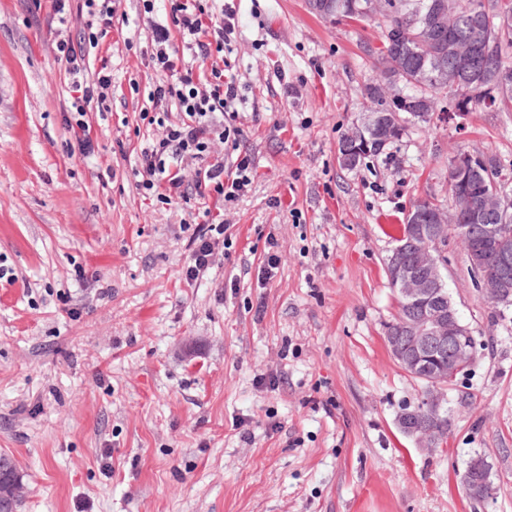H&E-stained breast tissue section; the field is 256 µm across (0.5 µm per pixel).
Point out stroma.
<instances>
[{"mask_svg": "<svg viewBox=\"0 0 512 512\" xmlns=\"http://www.w3.org/2000/svg\"><path fill=\"white\" fill-rule=\"evenodd\" d=\"M226 3L238 23L224 73L240 98L224 122L239 134L212 155L248 156L253 177L189 281L201 204L137 191V153L159 135L139 113L163 7L117 0L87 59L112 90L88 114L83 155L54 57L60 35L85 29L81 0L63 25L46 0H0V453L28 486L21 512H512V306L482 299L461 239L443 253L477 357L448 389L447 446L398 431L424 386L384 341L398 224L418 199L447 202L456 152L512 170V110L438 97L429 122L346 170L338 143L367 111L378 20ZM477 456L496 489L481 504L460 485Z\"/></svg>", "mask_w": 512, "mask_h": 512, "instance_id": "obj_1", "label": "stroma"}]
</instances>
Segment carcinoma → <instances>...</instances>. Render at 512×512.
<instances>
[{
  "mask_svg": "<svg viewBox=\"0 0 512 512\" xmlns=\"http://www.w3.org/2000/svg\"><path fill=\"white\" fill-rule=\"evenodd\" d=\"M433 2L435 0H381L379 8L375 9L370 7L372 0H307L309 5L317 4L314 13L321 17L364 20L378 14L384 19L382 47L375 51L379 78L368 83L363 92L370 102V111L387 108L382 97L384 85L391 86L408 100V105L399 110L401 117L409 112H432L434 93L443 89L460 111L481 103L512 109V87L504 89L496 72L487 67L493 58L512 67V31L505 34L500 30L501 18L512 19V0H456V20L450 34L466 37L475 44L476 65L471 71L481 77L478 84L466 91L419 79L421 62L413 56V47L426 51L444 65L451 64V59L440 56L438 47L429 42L425 18ZM387 148L388 145L370 139L359 148L357 161L377 156ZM481 171L482 185L489 189L503 186L504 168L494 157H485ZM448 195L456 212L480 205L479 194L473 193L465 199L451 184Z\"/></svg>",
  "mask_w": 512,
  "mask_h": 512,
  "instance_id": "1",
  "label": "carcinoma"
}]
</instances>
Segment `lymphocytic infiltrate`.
<instances>
[{
	"instance_id": "lymphocytic-infiltrate-1",
	"label": "lymphocytic infiltrate",
	"mask_w": 512,
	"mask_h": 512,
	"mask_svg": "<svg viewBox=\"0 0 512 512\" xmlns=\"http://www.w3.org/2000/svg\"><path fill=\"white\" fill-rule=\"evenodd\" d=\"M170 25L154 24L151 38V60L158 74L149 93L157 107L176 106L181 116L168 117L142 113L149 125L157 126L160 135L152 147L140 156L142 179L138 184L144 195L164 200L185 198L183 164L209 155L215 143L234 136V129L217 121V112L225 103L238 98L234 80L225 78L219 60L224 56V43L233 34L237 21L232 10L213 13L199 0H164ZM56 59L71 78L73 112L67 129L80 151L92 146L91 127L86 120L92 101H105L112 78L97 74L84 78L87 57L84 41L60 39ZM252 167L249 158L237 159L235 175L225 179L223 162H215L195 172L194 189L199 198L232 200L250 183ZM224 231V211L216 209L207 224L201 226L191 240L190 262L185 276L198 278L211 265L217 234Z\"/></svg>"
}]
</instances>
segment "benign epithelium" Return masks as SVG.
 Masks as SVG:
<instances>
[{"mask_svg":"<svg viewBox=\"0 0 512 512\" xmlns=\"http://www.w3.org/2000/svg\"><path fill=\"white\" fill-rule=\"evenodd\" d=\"M448 55L454 66L439 74L447 76L448 85L459 87L468 71L470 49L461 41H451ZM389 118L384 112L367 113L350 136L362 139L372 133L385 139L393 131ZM483 165L484 157L479 153L457 154L448 161V175L454 184L470 192L480 187L473 175ZM511 214L512 194L499 187L486 194L481 209L467 213L462 224L454 216H432L413 208L407 214V223L423 244L409 264L387 258L389 283L409 307L399 332L385 336L387 349L395 362L428 382L421 408L406 410L397 417L399 430L419 448L437 447L436 429L425 410H444L448 404V379L475 362L473 329L462 323L455 302L447 294L441 247L448 244L450 234L465 240L469 271L480 295L492 305H508L512 303V234L490 220ZM468 475L469 498L484 501L493 494L489 465L483 459L470 463ZM25 491L23 477L13 474L9 456L0 453V512H15L14 505L22 500Z\"/></svg>","mask_w":512,"mask_h":512,"instance_id":"benign-epithelium-1","label":"benign epithelium"}]
</instances>
